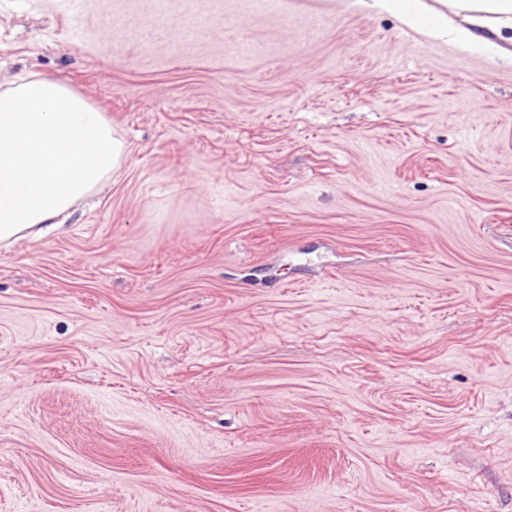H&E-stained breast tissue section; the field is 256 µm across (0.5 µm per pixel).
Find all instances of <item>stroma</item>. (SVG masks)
Segmentation results:
<instances>
[{
  "label": "stroma",
  "instance_id": "obj_1",
  "mask_svg": "<svg viewBox=\"0 0 512 512\" xmlns=\"http://www.w3.org/2000/svg\"><path fill=\"white\" fill-rule=\"evenodd\" d=\"M118 178L0 249V512H512V63L331 0H0Z\"/></svg>",
  "mask_w": 512,
  "mask_h": 512
}]
</instances>
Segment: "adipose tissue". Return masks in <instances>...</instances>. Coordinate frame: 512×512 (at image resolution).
I'll return each mask as SVG.
<instances>
[{
  "mask_svg": "<svg viewBox=\"0 0 512 512\" xmlns=\"http://www.w3.org/2000/svg\"><path fill=\"white\" fill-rule=\"evenodd\" d=\"M346 0L352 10L399 18L463 46L512 59V0ZM459 23H449V15ZM127 144L82 95L32 73L0 86V246L56 227L80 199L118 175Z\"/></svg>",
  "mask_w": 512,
  "mask_h": 512,
  "instance_id": "obj_1",
  "label": "adipose tissue"
}]
</instances>
